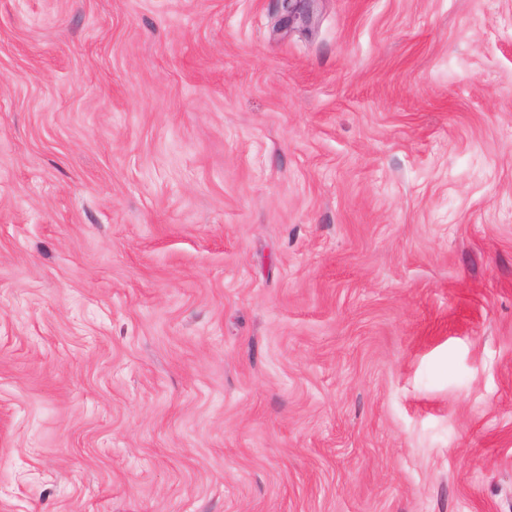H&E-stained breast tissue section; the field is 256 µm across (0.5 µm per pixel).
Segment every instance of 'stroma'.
I'll list each match as a JSON object with an SVG mask.
<instances>
[{
	"label": "stroma",
	"instance_id": "1",
	"mask_svg": "<svg viewBox=\"0 0 512 512\" xmlns=\"http://www.w3.org/2000/svg\"><path fill=\"white\" fill-rule=\"evenodd\" d=\"M0 0V512H512V0ZM285 23L290 25L295 21L309 23L313 19L316 0H282Z\"/></svg>",
	"mask_w": 512,
	"mask_h": 512
}]
</instances>
